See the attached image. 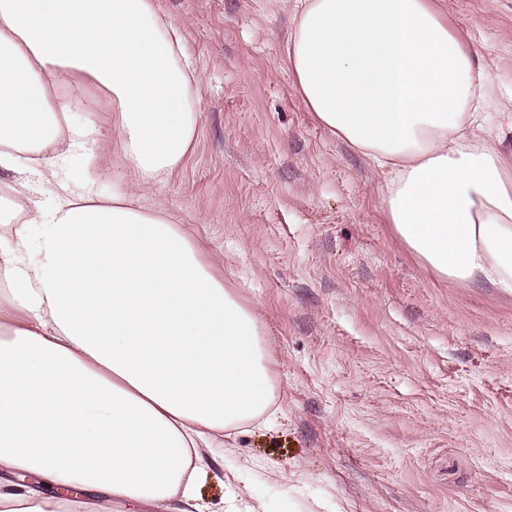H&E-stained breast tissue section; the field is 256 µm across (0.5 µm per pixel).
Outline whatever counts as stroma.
I'll return each mask as SVG.
<instances>
[{
    "label": "stroma",
    "instance_id": "35a3bbf8",
    "mask_svg": "<svg viewBox=\"0 0 512 512\" xmlns=\"http://www.w3.org/2000/svg\"><path fill=\"white\" fill-rule=\"evenodd\" d=\"M497 78L512 152V0H432ZM202 107L184 167L144 191L263 328L280 413L207 449L211 512H512V296L451 288L395 236L378 170L318 126L285 62L295 0H156ZM96 122L101 198L134 183L112 100L60 87Z\"/></svg>",
    "mask_w": 512,
    "mask_h": 512
}]
</instances>
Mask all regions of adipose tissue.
<instances>
[{
    "mask_svg": "<svg viewBox=\"0 0 512 512\" xmlns=\"http://www.w3.org/2000/svg\"><path fill=\"white\" fill-rule=\"evenodd\" d=\"M285 53L316 122L383 172L396 237L449 287L512 296V165L472 138L503 103L464 35L431 0H297ZM78 76L110 92L136 181L27 204L0 180V512H204L203 446L273 417L275 389L251 309L169 211L138 203L186 162L197 79L154 0H0V169L46 184L95 142L55 94Z\"/></svg>",
    "mask_w": 512,
    "mask_h": 512,
    "instance_id": "adipose-tissue-1",
    "label": "adipose tissue"
}]
</instances>
